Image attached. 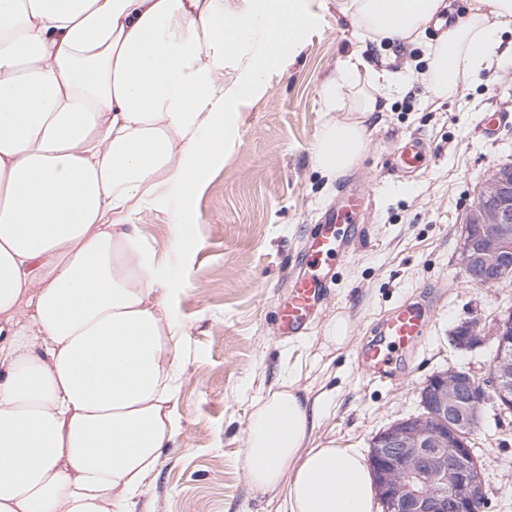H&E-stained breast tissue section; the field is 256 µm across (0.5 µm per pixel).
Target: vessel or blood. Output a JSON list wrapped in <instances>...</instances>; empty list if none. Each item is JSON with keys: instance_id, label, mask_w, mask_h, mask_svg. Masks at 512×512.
<instances>
[{"instance_id": "obj_1", "label": "vessel or blood", "mask_w": 512, "mask_h": 512, "mask_svg": "<svg viewBox=\"0 0 512 512\" xmlns=\"http://www.w3.org/2000/svg\"><path fill=\"white\" fill-rule=\"evenodd\" d=\"M428 156L427 142L412 135L394 149L390 166L397 174L408 176L420 169ZM367 207L368 197L364 192L346 187L335 209L321 218L306 249L297 257L301 271L291 283L288 301L277 311L280 335L292 338L308 332L333 282L330 269L345 258L356 241V226ZM429 329L430 318L418 303H402L382 321L376 338L364 346L363 368L373 375H388L397 355L416 347Z\"/></svg>"}]
</instances>
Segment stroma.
Masks as SVG:
<instances>
[{"mask_svg": "<svg viewBox=\"0 0 512 512\" xmlns=\"http://www.w3.org/2000/svg\"><path fill=\"white\" fill-rule=\"evenodd\" d=\"M341 3L314 0V22L293 62L272 67L265 89L242 99L223 160L186 189L194 228L178 298L190 346L176 397L182 428L136 512H286L282 497L255 490L243 469L251 406L284 381L323 403L322 440L366 454L380 430L421 412L420 391L436 372L454 365L489 379L492 332L512 311V278L473 284L457 255L481 183L512 162V21L499 29L495 63L442 100L422 77L437 30L414 43H378L354 27ZM352 53L386 65L403 83L387 111L368 119L369 143L351 170L371 194L363 234L309 333L288 339L277 332L276 309L298 272L295 256L341 187L312 159L325 121L321 91ZM496 113L503 123L486 136L483 123ZM411 135L426 138L431 154L404 181L389 157ZM421 300L432 316L428 335L410 359L397 360L392 380L368 376L358 356L375 325L403 302ZM338 317L350 326L339 347L325 338ZM473 317L484 327L482 343L455 348L454 328ZM470 446L485 512H512V412L485 399Z\"/></svg>", "mask_w": 512, "mask_h": 512, "instance_id": "1", "label": "stroma"}]
</instances>
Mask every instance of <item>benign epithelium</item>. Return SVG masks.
<instances>
[{"label": "benign epithelium", "instance_id": "benign-epithelium-1", "mask_svg": "<svg viewBox=\"0 0 512 512\" xmlns=\"http://www.w3.org/2000/svg\"><path fill=\"white\" fill-rule=\"evenodd\" d=\"M481 205L466 224L458 261L466 274L480 273L486 285L512 268V167L500 166L479 190ZM497 354L491 386L501 408L512 409V314L495 328ZM478 319L459 324L452 336L458 349L482 342ZM485 390L461 367L434 374L421 390L423 412L380 432L370 465L384 512H482L486 493L469 437L481 420Z\"/></svg>", "mask_w": 512, "mask_h": 512}]
</instances>
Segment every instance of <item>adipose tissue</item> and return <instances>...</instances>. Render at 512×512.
<instances>
[{"mask_svg":"<svg viewBox=\"0 0 512 512\" xmlns=\"http://www.w3.org/2000/svg\"><path fill=\"white\" fill-rule=\"evenodd\" d=\"M361 33L418 40L431 94L448 98L489 67L512 0H344ZM313 17L302 0H0V512H133L179 434L177 374L189 356L177 308L193 217L177 202L220 160L232 112L294 57ZM233 88L217 76L227 58ZM394 73L344 59L323 87L313 162L353 168L365 122ZM171 204L158 257L136 219ZM317 403L292 382L246 423L244 474L289 512H374L364 455L321 441Z\"/></svg>","mask_w":512,"mask_h":512,"instance_id":"1","label":"adipose tissue"}]
</instances>
